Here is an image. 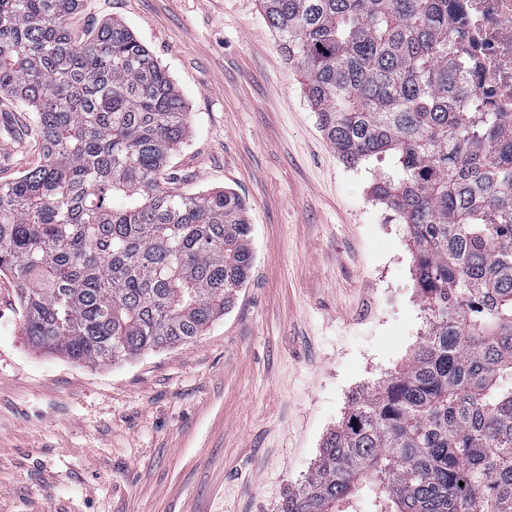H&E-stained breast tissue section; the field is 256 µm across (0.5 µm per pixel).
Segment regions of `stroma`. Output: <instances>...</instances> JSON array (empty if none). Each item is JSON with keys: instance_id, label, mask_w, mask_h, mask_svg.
Listing matches in <instances>:
<instances>
[{"instance_id": "stroma-1", "label": "stroma", "mask_w": 512, "mask_h": 512, "mask_svg": "<svg viewBox=\"0 0 512 512\" xmlns=\"http://www.w3.org/2000/svg\"><path fill=\"white\" fill-rule=\"evenodd\" d=\"M183 95L165 175L245 199L254 265L196 339L99 366L33 347L0 276V512H277L351 396L427 329L407 227L371 196L392 159L346 166L259 0H84ZM33 114L0 98V183L39 161Z\"/></svg>"}]
</instances>
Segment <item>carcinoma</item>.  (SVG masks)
Wrapping results in <instances>:
<instances>
[{"label":"carcinoma","mask_w":512,"mask_h":512,"mask_svg":"<svg viewBox=\"0 0 512 512\" xmlns=\"http://www.w3.org/2000/svg\"><path fill=\"white\" fill-rule=\"evenodd\" d=\"M83 0H0V96L43 160L0 184V273L29 342L112 364L200 335L254 263L247 205L158 173L185 102L123 24L78 38ZM341 161L390 155L373 190L407 224L429 327L357 391L277 512H512V113L474 96L453 0H260Z\"/></svg>","instance_id":"obj_1"}]
</instances>
